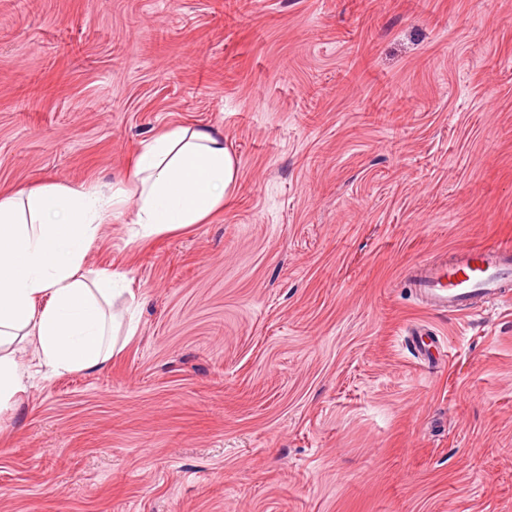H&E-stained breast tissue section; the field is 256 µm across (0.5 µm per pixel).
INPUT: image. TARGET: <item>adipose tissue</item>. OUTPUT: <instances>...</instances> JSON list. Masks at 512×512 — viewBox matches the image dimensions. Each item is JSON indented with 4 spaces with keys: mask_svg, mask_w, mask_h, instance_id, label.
Masks as SVG:
<instances>
[{
    "mask_svg": "<svg viewBox=\"0 0 512 512\" xmlns=\"http://www.w3.org/2000/svg\"><path fill=\"white\" fill-rule=\"evenodd\" d=\"M237 174L221 133L178 126L143 143L111 192L48 184L0 194V410L26 389L17 340L30 339L39 366L61 374L104 368L118 337L134 335V322L105 309L120 293V274L90 280L83 269L110 214L135 203L142 238L200 224L223 209Z\"/></svg>",
    "mask_w": 512,
    "mask_h": 512,
    "instance_id": "obj_1",
    "label": "adipose tissue"
}]
</instances>
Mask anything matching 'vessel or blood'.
<instances>
[{"mask_svg":"<svg viewBox=\"0 0 512 512\" xmlns=\"http://www.w3.org/2000/svg\"><path fill=\"white\" fill-rule=\"evenodd\" d=\"M409 284L426 308L468 316L512 301V247L469 245L414 267Z\"/></svg>","mask_w":512,"mask_h":512,"instance_id":"b4317fda","label":"vessel or blood"}]
</instances>
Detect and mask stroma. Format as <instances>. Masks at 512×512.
Listing matches in <instances>:
<instances>
[{"instance_id":"obj_1","label":"stroma","mask_w":512,"mask_h":512,"mask_svg":"<svg viewBox=\"0 0 512 512\" xmlns=\"http://www.w3.org/2000/svg\"><path fill=\"white\" fill-rule=\"evenodd\" d=\"M175 126L234 196L103 226L136 333L96 372L25 346L0 512H512V310L407 283L512 245V0H0V193L119 185Z\"/></svg>"}]
</instances>
